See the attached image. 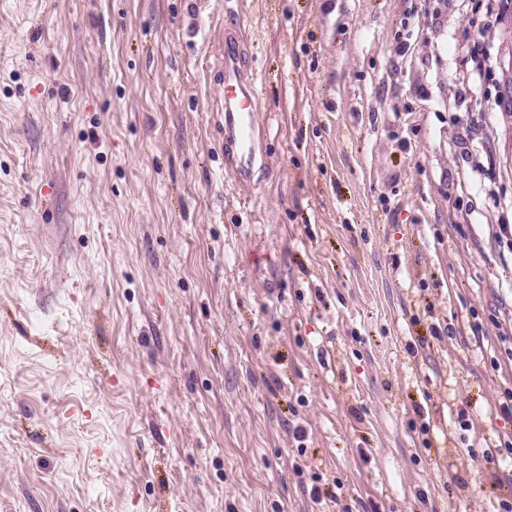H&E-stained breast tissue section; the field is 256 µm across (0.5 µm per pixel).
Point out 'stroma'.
I'll return each mask as SVG.
<instances>
[{
  "label": "stroma",
  "mask_w": 512,
  "mask_h": 512,
  "mask_svg": "<svg viewBox=\"0 0 512 512\" xmlns=\"http://www.w3.org/2000/svg\"><path fill=\"white\" fill-rule=\"evenodd\" d=\"M510 391L512 0H0V512H490ZM240 30L224 25L218 34V50L223 57L218 70L223 88L221 112H224V177L230 178L243 192H250L254 176L265 168L263 152L265 129L259 120L257 74L247 70L236 53Z\"/></svg>",
  "instance_id": "35a3bbf8"
}]
</instances>
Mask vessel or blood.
Listing matches in <instances>:
<instances>
[{
  "instance_id": "obj_1",
  "label": "vessel or blood",
  "mask_w": 512,
  "mask_h": 512,
  "mask_svg": "<svg viewBox=\"0 0 512 512\" xmlns=\"http://www.w3.org/2000/svg\"><path fill=\"white\" fill-rule=\"evenodd\" d=\"M240 31L226 29L218 36L223 57L218 71L223 88L221 110L224 114V175L239 190L251 191L254 176L266 165L263 152L265 129L259 120V87L255 71L246 69L236 53Z\"/></svg>"
}]
</instances>
